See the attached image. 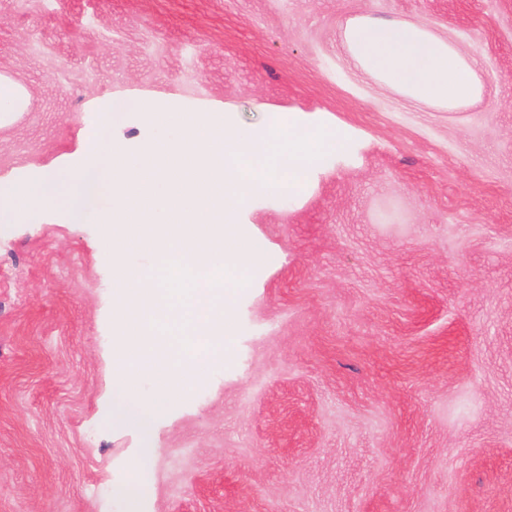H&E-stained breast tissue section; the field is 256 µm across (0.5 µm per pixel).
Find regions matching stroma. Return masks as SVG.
<instances>
[{
    "label": "stroma",
    "mask_w": 512,
    "mask_h": 512,
    "mask_svg": "<svg viewBox=\"0 0 512 512\" xmlns=\"http://www.w3.org/2000/svg\"><path fill=\"white\" fill-rule=\"evenodd\" d=\"M366 13L456 41L484 99L381 87L341 40ZM0 72L36 103L0 175L76 165L106 94L227 101L248 130L321 111L365 142L304 204L247 206L224 358L170 394L143 375L147 433L112 418L105 225L0 223V512H512V0H0ZM159 135L112 131L131 158Z\"/></svg>",
    "instance_id": "35a3bbf8"
}]
</instances>
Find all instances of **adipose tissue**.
<instances>
[{
    "mask_svg": "<svg viewBox=\"0 0 512 512\" xmlns=\"http://www.w3.org/2000/svg\"><path fill=\"white\" fill-rule=\"evenodd\" d=\"M341 37L361 69L405 99L453 112L484 95V77L470 57L426 24L354 15L346 19ZM34 108L28 89L0 73V125Z\"/></svg>",
    "mask_w": 512,
    "mask_h": 512,
    "instance_id": "adipose-tissue-1",
    "label": "adipose tissue"
}]
</instances>
